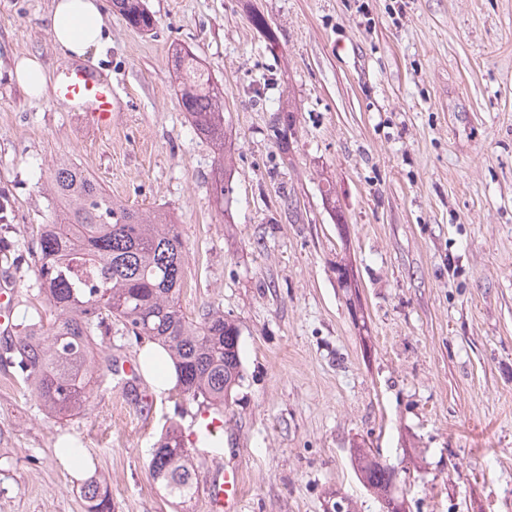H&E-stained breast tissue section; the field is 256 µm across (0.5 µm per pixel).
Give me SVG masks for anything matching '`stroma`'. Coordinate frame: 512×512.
I'll use <instances>...</instances> for the list:
<instances>
[{"label": "stroma", "instance_id": "obj_1", "mask_svg": "<svg viewBox=\"0 0 512 512\" xmlns=\"http://www.w3.org/2000/svg\"><path fill=\"white\" fill-rule=\"evenodd\" d=\"M145 2L148 33L100 0L105 45L85 65L120 110L94 130L10 75L21 56L53 80L73 66L45 26L52 0H0V281L18 286L14 324L35 317L45 185L73 163L128 206L173 214L182 310L235 321L243 378L218 440L191 447L200 491L178 504L151 452L170 425L189 432L203 398L175 388L145 406L101 370L87 409L57 416L0 332V512H84L64 440L112 512H208L220 466L242 473L240 512H323L336 490L380 512L355 448L406 468V512H512V0ZM180 47L224 96L220 204L214 146L180 103Z\"/></svg>", "mask_w": 512, "mask_h": 512}]
</instances>
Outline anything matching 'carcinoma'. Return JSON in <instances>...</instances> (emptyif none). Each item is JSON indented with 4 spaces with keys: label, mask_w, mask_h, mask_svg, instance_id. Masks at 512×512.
<instances>
[{
    "label": "carcinoma",
    "mask_w": 512,
    "mask_h": 512,
    "mask_svg": "<svg viewBox=\"0 0 512 512\" xmlns=\"http://www.w3.org/2000/svg\"><path fill=\"white\" fill-rule=\"evenodd\" d=\"M127 23L142 32L155 20L143 0H112ZM180 102L196 131L218 151L224 171V98L210 70L192 52L176 53ZM51 223L40 225L34 259L39 296L51 319L25 324L11 345L14 363L41 406L57 415L84 411L93 393L101 350L112 319L135 337L162 346L178 371L181 392L215 405L228 401L243 378L233 320L207 311L198 320L179 304L187 258L178 224L160 210L133 209L112 197L93 176L61 162L48 182ZM372 449L352 454L353 467L381 509L395 497L386 468L368 460ZM153 480L180 503L199 491L181 432L161 434L149 464ZM84 512H112L107 486L93 474L81 485Z\"/></svg>",
    "instance_id": "carcinoma-1"
}]
</instances>
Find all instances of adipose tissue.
Listing matches in <instances>:
<instances>
[{
  "label": "adipose tissue",
  "instance_id": "adipose-tissue-1",
  "mask_svg": "<svg viewBox=\"0 0 512 512\" xmlns=\"http://www.w3.org/2000/svg\"><path fill=\"white\" fill-rule=\"evenodd\" d=\"M48 25L54 43L70 58H86L104 46L105 21L97 0H55Z\"/></svg>",
  "mask_w": 512,
  "mask_h": 512
}]
</instances>
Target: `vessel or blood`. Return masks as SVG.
Instances as JSON below:
<instances>
[{"label": "vessel or blood", "instance_id": "vessel-or-blood-1", "mask_svg": "<svg viewBox=\"0 0 512 512\" xmlns=\"http://www.w3.org/2000/svg\"><path fill=\"white\" fill-rule=\"evenodd\" d=\"M59 96L73 102L90 121L101 128L110 127L116 99L112 86L89 70L69 68L58 86ZM17 290L13 283L0 285V327H11ZM227 420L223 411L206 410L196 419V433L215 435L223 432ZM242 476L238 468L224 470L208 487L210 512H239Z\"/></svg>", "mask_w": 512, "mask_h": 512}]
</instances>
